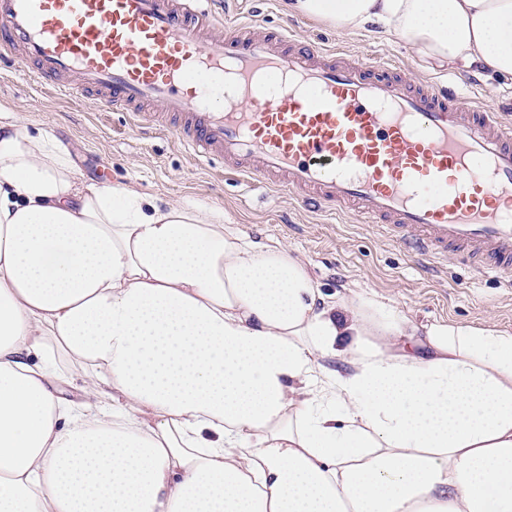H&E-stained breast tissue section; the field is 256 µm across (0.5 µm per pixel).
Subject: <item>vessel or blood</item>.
Wrapping results in <instances>:
<instances>
[{"mask_svg": "<svg viewBox=\"0 0 512 512\" xmlns=\"http://www.w3.org/2000/svg\"><path fill=\"white\" fill-rule=\"evenodd\" d=\"M213 0H0V63L172 132L240 184L347 212L512 288V123L480 95L282 26L203 38Z\"/></svg>", "mask_w": 512, "mask_h": 512, "instance_id": "obj_1", "label": "vessel or blood"}]
</instances>
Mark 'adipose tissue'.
Instances as JSON below:
<instances>
[{
    "instance_id": "obj_1",
    "label": "adipose tissue",
    "mask_w": 512,
    "mask_h": 512,
    "mask_svg": "<svg viewBox=\"0 0 512 512\" xmlns=\"http://www.w3.org/2000/svg\"><path fill=\"white\" fill-rule=\"evenodd\" d=\"M286 7L512 79V0ZM0 512H512V333L327 295L222 207L78 178L7 116Z\"/></svg>"
}]
</instances>
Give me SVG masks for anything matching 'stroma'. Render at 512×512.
<instances>
[{
    "instance_id": "35a3bbf8",
    "label": "stroma",
    "mask_w": 512,
    "mask_h": 512,
    "mask_svg": "<svg viewBox=\"0 0 512 512\" xmlns=\"http://www.w3.org/2000/svg\"><path fill=\"white\" fill-rule=\"evenodd\" d=\"M222 2L228 19L250 22L259 34L282 25L301 39L335 43L349 55L398 64L420 78L452 79L463 95L492 90L493 108L512 119V80L427 64L396 37L347 33L323 22L288 16L282 0ZM0 106L63 141L79 174L130 185L170 202L190 199L223 207L225 223L250 240L288 244L294 255L309 262L325 292L372 291L420 323L445 320L512 333V290L496 279L453 259L445 271L427 273L350 214L310 213L295 197L258 187L245 189L226 178L221 161H194L172 133L141 130L126 113L90 104L80 92L61 96L0 71Z\"/></svg>"
}]
</instances>
